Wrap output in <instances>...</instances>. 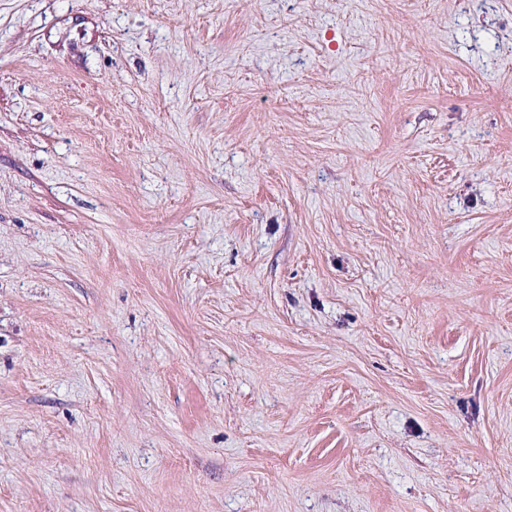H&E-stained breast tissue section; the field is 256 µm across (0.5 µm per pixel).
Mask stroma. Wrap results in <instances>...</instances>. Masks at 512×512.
<instances>
[{
	"mask_svg": "<svg viewBox=\"0 0 512 512\" xmlns=\"http://www.w3.org/2000/svg\"><path fill=\"white\" fill-rule=\"evenodd\" d=\"M0 512H512V0H0Z\"/></svg>",
	"mask_w": 512,
	"mask_h": 512,
	"instance_id": "35a3bbf8",
	"label": "stroma"
}]
</instances>
